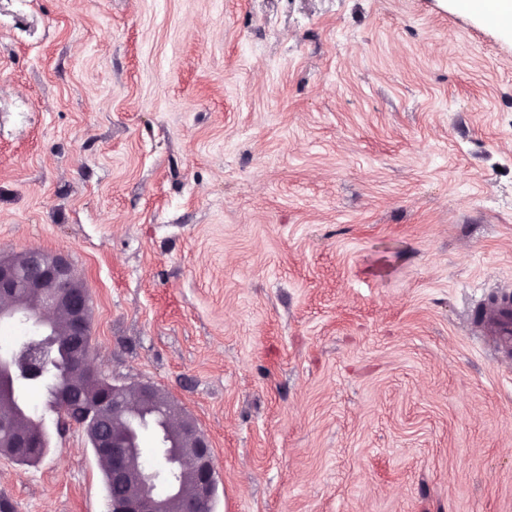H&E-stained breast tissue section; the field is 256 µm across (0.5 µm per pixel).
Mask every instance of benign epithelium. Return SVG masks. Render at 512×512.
Here are the masks:
<instances>
[{
    "instance_id": "1",
    "label": "benign epithelium",
    "mask_w": 512,
    "mask_h": 512,
    "mask_svg": "<svg viewBox=\"0 0 512 512\" xmlns=\"http://www.w3.org/2000/svg\"><path fill=\"white\" fill-rule=\"evenodd\" d=\"M28 325L29 338L0 352V432L9 454L24 459L29 449L48 447L41 422L12 399L16 378L35 381L37 360L59 367L48 390L54 410H69L90 440L109 481L127 489L112 499V512H204L217 482L210 440L197 421L167 392L146 381L118 384L90 360L89 291L62 254L31 248L0 258V325ZM19 419L32 429H14ZM159 436V464L141 458V430Z\"/></svg>"
}]
</instances>
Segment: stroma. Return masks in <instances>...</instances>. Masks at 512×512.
<instances>
[{"label": "stroma", "mask_w": 512, "mask_h": 512, "mask_svg": "<svg viewBox=\"0 0 512 512\" xmlns=\"http://www.w3.org/2000/svg\"><path fill=\"white\" fill-rule=\"evenodd\" d=\"M210 438L213 512H512V38L445 0H0V255ZM13 512H110L81 427ZM500 288L488 302L480 300L474 305L470 332L473 336H493L498 353L504 358L498 364L508 367L512 349V286ZM477 310L481 312L479 319L474 318Z\"/></svg>", "instance_id": "1"}]
</instances>
